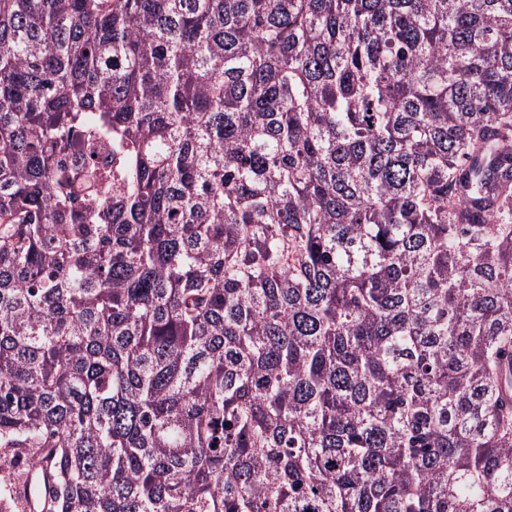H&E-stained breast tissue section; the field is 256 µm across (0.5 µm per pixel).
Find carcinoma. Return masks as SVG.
<instances>
[{"mask_svg": "<svg viewBox=\"0 0 512 512\" xmlns=\"http://www.w3.org/2000/svg\"><path fill=\"white\" fill-rule=\"evenodd\" d=\"M0 447L52 512H512V0H0Z\"/></svg>", "mask_w": 512, "mask_h": 512, "instance_id": "1", "label": "carcinoma"}]
</instances>
